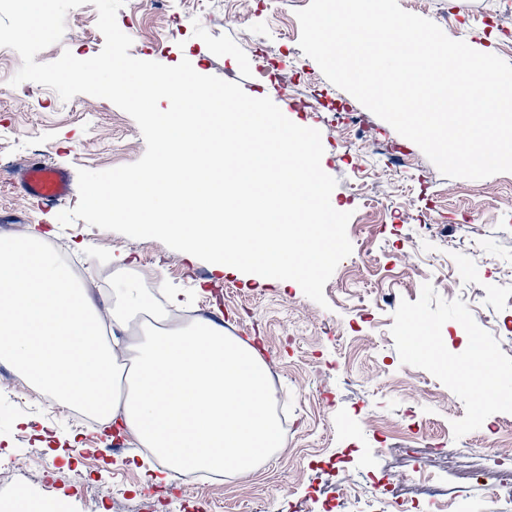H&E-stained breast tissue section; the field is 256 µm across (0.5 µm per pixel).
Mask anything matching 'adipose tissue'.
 <instances>
[{
  "label": "adipose tissue",
  "mask_w": 512,
  "mask_h": 512,
  "mask_svg": "<svg viewBox=\"0 0 512 512\" xmlns=\"http://www.w3.org/2000/svg\"><path fill=\"white\" fill-rule=\"evenodd\" d=\"M103 327L88 290L43 244L0 237V358L39 389L122 421L168 476L243 475L280 447L269 368L222 327L155 329L130 359Z\"/></svg>",
  "instance_id": "adipose-tissue-1"
}]
</instances>
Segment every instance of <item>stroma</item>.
<instances>
[{
	"instance_id": "35a3bbf8",
	"label": "stroma",
	"mask_w": 512,
	"mask_h": 512,
	"mask_svg": "<svg viewBox=\"0 0 512 512\" xmlns=\"http://www.w3.org/2000/svg\"><path fill=\"white\" fill-rule=\"evenodd\" d=\"M310 0H126L117 23L136 59L239 83L270 98L297 125L318 129L323 170L337 180L332 205L351 212L353 252L324 287L319 306L299 285L262 281L60 212L18 179L29 162L102 171L138 161L146 145L135 120L111 101H62L34 82L10 86L22 64L0 52V234L38 239L68 262L100 307L118 289L142 298L177 292L172 323L207 318L251 347L276 381L272 408L290 433L245 477L208 486L146 481L148 452L106 419H82L0 359V507L17 496L53 500L58 512H364L373 479L395 494L444 501L448 512H512L496 491L485 447L512 454V407L472 411L459 378L474 349L491 355L512 388V173L482 180L443 176L299 47L298 10ZM473 49L512 63V0H398ZM98 13L69 10L63 51L86 60L103 48ZM422 316L442 345L438 361L410 353L405 329ZM473 449L464 458L460 449Z\"/></svg>"
}]
</instances>
